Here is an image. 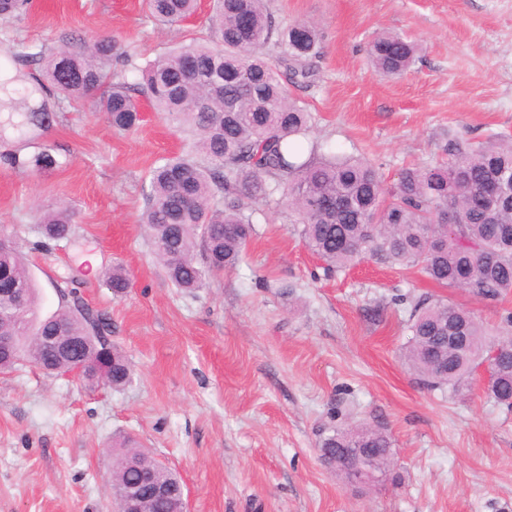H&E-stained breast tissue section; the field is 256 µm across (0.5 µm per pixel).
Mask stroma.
Segmentation results:
<instances>
[{"label":"stroma","mask_w":512,"mask_h":512,"mask_svg":"<svg viewBox=\"0 0 512 512\" xmlns=\"http://www.w3.org/2000/svg\"><path fill=\"white\" fill-rule=\"evenodd\" d=\"M289 25L315 23L313 84L291 88L313 120L311 140L362 157L393 186L408 166L512 137V0H267ZM210 0L173 28L143 0H33L8 35L53 47L70 35L113 36L139 60L205 35ZM392 31L414 42V63L385 79L368 47ZM131 130L67 108L32 130L63 165L41 172L0 162V235L29 256L42 314L73 278L92 311L112 319L128 358L123 390H88L69 375L23 365L0 374V512H115L106 471L129 437L182 480L190 512H512V412L484 395L485 372L458 397L427 390L401 357L405 298L432 293L507 331L512 296L483 300L414 269L365 260L333 276L289 224L285 201L262 206L236 267L205 288H176L140 223L148 172L182 152L149 103ZM68 206L72 239L38 247V220ZM130 279L113 296L112 266ZM291 296H284V289ZM379 317H372V309ZM360 421L393 441L387 478L355 487L324 468L322 428Z\"/></svg>","instance_id":"35a3bbf8"}]
</instances>
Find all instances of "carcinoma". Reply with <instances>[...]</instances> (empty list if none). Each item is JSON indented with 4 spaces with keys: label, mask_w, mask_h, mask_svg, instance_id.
Returning a JSON list of instances; mask_svg holds the SVG:
<instances>
[{
    "label": "carcinoma",
    "mask_w": 512,
    "mask_h": 512,
    "mask_svg": "<svg viewBox=\"0 0 512 512\" xmlns=\"http://www.w3.org/2000/svg\"><path fill=\"white\" fill-rule=\"evenodd\" d=\"M164 25L194 17L198 0H147ZM30 0H0V19L24 14ZM209 40L178 43L142 64L116 38L72 36L46 50L25 43L0 48V134L10 127L24 136L53 125L63 104H88L112 127L129 130L139 121V97L183 133L187 149L150 173L148 206L142 224L168 280L195 291L207 278L235 266L251 240L256 205L275 196L286 201L289 218L307 248L328 273L370 257L377 263L409 266L444 288H464L483 300L512 294V138L499 137L468 150L448 144V160L403 169L390 190L378 169L351 157L321 152L306 143L309 112L290 97L288 86L309 84L310 61L319 54L320 32L313 24L282 26L266 0H214ZM279 49L273 61L264 49ZM416 45L384 32L369 57L384 76L404 72ZM0 153L16 168L42 171L62 165L47 148ZM454 213L458 224L446 223ZM76 233L72 212L63 208L41 219V246ZM0 282L18 288L19 319L0 307V336H11L15 352L0 356V373L29 362L46 375L83 366L85 386L124 388L131 367L112 344V319L93 313L77 292L59 290L61 304L40 317V296L24 256L11 242L0 244ZM107 285L115 295L130 286L115 268ZM84 340L88 353L66 350L56 357L38 353L32 337L56 328ZM466 337L450 347L448 328ZM411 333L403 358L428 389L457 394L471 385L479 366L474 354L486 347H512V336L495 339L466 309L429 294L411 301ZM109 366L102 378L98 355ZM494 403L512 410V354L494 360L484 386ZM110 468L114 495L139 485L147 470L176 489L180 479L149 452L125 438ZM368 448L373 470L387 467L392 441L379 426L329 427L319 435L321 463L346 481L359 478L347 450ZM147 512H178L179 494L151 500Z\"/></svg>",
    "instance_id": "carcinoma-1"
}]
</instances>
